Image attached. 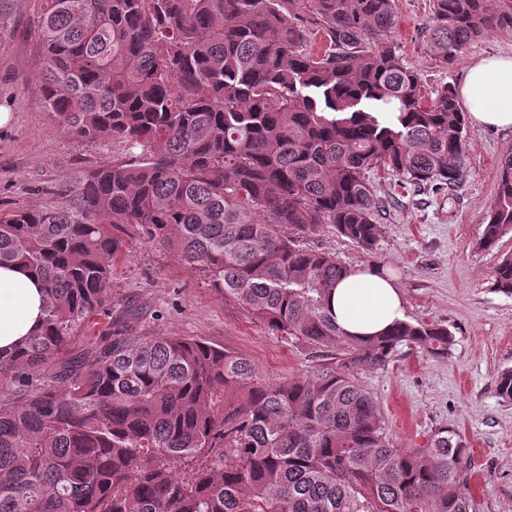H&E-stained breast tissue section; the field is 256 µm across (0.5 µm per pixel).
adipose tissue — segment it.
<instances>
[{"instance_id":"obj_1","label":"adipose tissue","mask_w":512,"mask_h":512,"mask_svg":"<svg viewBox=\"0 0 512 512\" xmlns=\"http://www.w3.org/2000/svg\"><path fill=\"white\" fill-rule=\"evenodd\" d=\"M479 128L512 129V55L486 56L471 65L459 88ZM337 326L350 336H374L405 318L401 288L385 267L369 263L339 280L329 298ZM41 281L15 265L0 266V350L12 351L43 324Z\"/></svg>"}]
</instances>
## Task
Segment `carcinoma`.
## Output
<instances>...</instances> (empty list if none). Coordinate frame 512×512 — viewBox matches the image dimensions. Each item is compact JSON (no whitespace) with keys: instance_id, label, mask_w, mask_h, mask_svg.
<instances>
[{"instance_id":"obj_1","label":"carcinoma","mask_w":512,"mask_h":512,"mask_svg":"<svg viewBox=\"0 0 512 512\" xmlns=\"http://www.w3.org/2000/svg\"><path fill=\"white\" fill-rule=\"evenodd\" d=\"M40 2L42 107L68 136L125 156L62 204L0 209V265L27 268L46 297L41 330L0 352V379L22 386L0 398V512H471L466 440L440 428L423 448L393 447L355 378L402 346L442 358L454 336L403 321L344 337L327 301L350 268L304 245L331 229L377 252V168L436 195L463 180L465 113L448 85L422 101L392 39L395 0ZM491 31L512 33V8L433 0L441 65ZM118 224L275 334L335 345V361L271 382L242 354L180 336H102L70 355L72 324L109 298ZM508 234L512 152L478 247ZM492 287L512 295V255ZM496 391L512 400V368Z\"/></svg>"}]
</instances>
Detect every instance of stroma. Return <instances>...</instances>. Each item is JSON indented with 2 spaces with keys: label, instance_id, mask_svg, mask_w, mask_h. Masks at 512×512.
<instances>
[{
  "label": "stroma",
  "instance_id": "1",
  "mask_svg": "<svg viewBox=\"0 0 512 512\" xmlns=\"http://www.w3.org/2000/svg\"><path fill=\"white\" fill-rule=\"evenodd\" d=\"M39 0H0V103L11 122L0 128V208L41 207L61 201L86 171L122 156L118 143H85L67 137L41 105L34 21ZM432 0H397L393 39L420 79L424 98L440 86H459L474 59L512 54V35L489 33L468 46L453 66L431 56L426 28ZM512 151V130L468 126L466 170L448 195L395 188L378 171V191L397 199L381 221V240L367 255L331 231L306 245L333 254L349 267L388 265L406 303V318L447 325L455 343L447 357L433 358L400 347L385 367L359 372L397 448L424 447L441 427L458 431L471 450L472 512H512V401L499 397L496 377L512 367V296L497 292L490 275L512 254V235L490 251L477 242L496 192V171ZM124 241L112 272L109 300L72 328L80 351L100 336H183L223 346L248 358L270 381L301 377L335 355L332 345L304 347L273 335L241 305L211 287L207 277L166 247L149 242L140 228L121 224Z\"/></svg>",
  "mask_w": 512,
  "mask_h": 512
}]
</instances>
